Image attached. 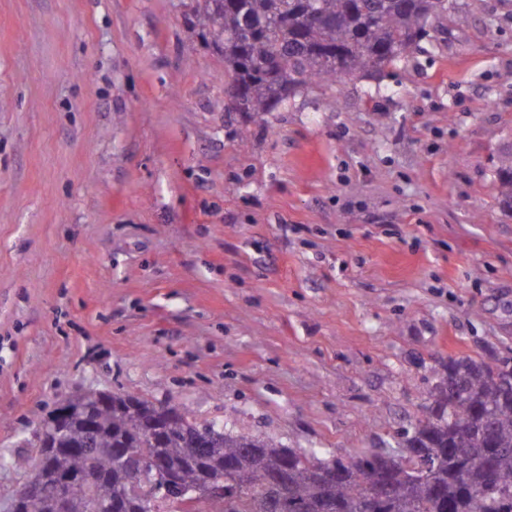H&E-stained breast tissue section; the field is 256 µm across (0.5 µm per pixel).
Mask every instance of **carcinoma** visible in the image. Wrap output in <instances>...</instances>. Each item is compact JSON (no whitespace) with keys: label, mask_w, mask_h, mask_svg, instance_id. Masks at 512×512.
Returning <instances> with one entry per match:
<instances>
[{"label":"carcinoma","mask_w":512,"mask_h":512,"mask_svg":"<svg viewBox=\"0 0 512 512\" xmlns=\"http://www.w3.org/2000/svg\"><path fill=\"white\" fill-rule=\"evenodd\" d=\"M453 10V0H196L194 26L224 55L225 86L237 100L231 111L259 115L315 81L383 70L428 35L430 19ZM499 193L512 209V167ZM429 396L397 446L346 461L201 427L188 411L166 416L114 392L49 430L43 447L76 452L53 456L43 485L60 471L97 472L78 491L88 512L116 496L125 512H260L268 502L280 512H369L364 479L384 472L390 491L376 512H512V357L493 365L450 357ZM89 439L91 454L82 451ZM114 448H148L157 467L135 482ZM322 466L336 470L329 483L315 473ZM280 469L288 491L279 500L269 477ZM171 472L188 486L226 477L224 500L178 502L163 489Z\"/></svg>","instance_id":"1"}]
</instances>
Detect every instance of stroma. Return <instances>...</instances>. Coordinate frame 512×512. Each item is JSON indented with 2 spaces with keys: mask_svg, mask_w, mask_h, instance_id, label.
<instances>
[{
  "mask_svg": "<svg viewBox=\"0 0 512 512\" xmlns=\"http://www.w3.org/2000/svg\"><path fill=\"white\" fill-rule=\"evenodd\" d=\"M225 109L194 0H0V512L61 396L348 458L512 353V0Z\"/></svg>",
  "mask_w": 512,
  "mask_h": 512,
  "instance_id": "35a3bbf8",
  "label": "stroma"
}]
</instances>
